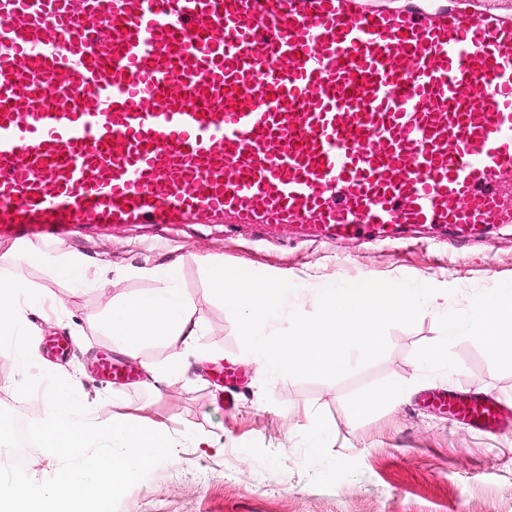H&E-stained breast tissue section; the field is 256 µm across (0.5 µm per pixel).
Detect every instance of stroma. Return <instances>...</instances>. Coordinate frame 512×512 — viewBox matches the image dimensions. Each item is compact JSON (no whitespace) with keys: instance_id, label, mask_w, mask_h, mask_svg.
Listing matches in <instances>:
<instances>
[{"instance_id":"stroma-1","label":"stroma","mask_w":512,"mask_h":512,"mask_svg":"<svg viewBox=\"0 0 512 512\" xmlns=\"http://www.w3.org/2000/svg\"><path fill=\"white\" fill-rule=\"evenodd\" d=\"M418 245L396 241L306 240L291 230L267 238L250 227L223 224L81 229L50 241H31V250H63L91 262L90 278L104 267L122 269L179 261L182 285L204 321L199 348L211 362L236 366L243 375L236 406L224 410V391L206 374V364L188 354L187 381L151 383L162 369L168 346L150 343L128 353L114 350L97 321L117 291L145 289L142 281L119 286L71 287L44 269L16 258L9 276L56 294L64 314L44 324L29 321L39 341L64 335L72 348L61 360L41 356L44 371L74 385L83 403L112 406L114 420L140 419L180 437L187 428L204 431L208 446H183L122 498L119 512H512V434H483L456 423L424 403L425 392L455 390L483 394L512 408V371H497L484 350L461 337L450 346L457 362L449 375L423 376L416 351L441 337L439 312L424 309L411 327L387 331L388 348L378 360L341 379H271L261 374L242 347L231 312L208 295L198 256L223 258L252 272L277 269L304 289L366 277L417 282L450 281L449 308L465 310L476 293L512 280V226H490L476 239L418 232ZM107 351L113 360L137 366L134 380L101 382L94 362ZM209 361V362H210ZM17 364L0 354V407L17 420H42L36 399L15 390ZM392 381L407 385L400 402H380L363 418L353 404ZM327 426V446H308L305 434Z\"/></svg>"}]
</instances>
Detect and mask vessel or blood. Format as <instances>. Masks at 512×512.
Instances as JSON below:
<instances>
[{
	"label": "vessel or blood",
	"mask_w": 512,
	"mask_h": 512,
	"mask_svg": "<svg viewBox=\"0 0 512 512\" xmlns=\"http://www.w3.org/2000/svg\"><path fill=\"white\" fill-rule=\"evenodd\" d=\"M512 13L482 0H0V237L512 224ZM111 356L97 376L123 383ZM499 427L482 396H439Z\"/></svg>",
	"instance_id": "1"
}]
</instances>
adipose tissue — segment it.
Listing matches in <instances>:
<instances>
[{"instance_id":"1","label":"adipose tissue","mask_w":512,"mask_h":512,"mask_svg":"<svg viewBox=\"0 0 512 512\" xmlns=\"http://www.w3.org/2000/svg\"><path fill=\"white\" fill-rule=\"evenodd\" d=\"M31 265L48 269L53 277L71 286L89 282L88 261L67 252L28 253ZM116 281L143 280L150 289L131 294H118L100 320L103 331L110 336L119 351L132 352L148 341L159 340L174 347L166 367L158 379L168 381L184 376L186 368L181 351L197 348L203 331V320L194 301L181 285V268L176 262H161L151 266L127 267L120 270Z\"/></svg>"}]
</instances>
